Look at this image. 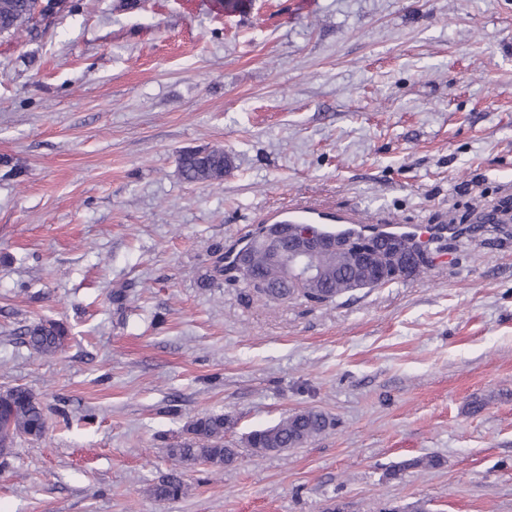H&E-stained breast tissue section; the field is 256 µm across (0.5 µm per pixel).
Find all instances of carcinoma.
I'll list each match as a JSON object with an SVG mask.
<instances>
[{
	"label": "carcinoma",
	"instance_id": "carcinoma-1",
	"mask_svg": "<svg viewBox=\"0 0 512 512\" xmlns=\"http://www.w3.org/2000/svg\"><path fill=\"white\" fill-rule=\"evenodd\" d=\"M33 0H0V35L11 34L32 20ZM180 175L187 182L204 178L205 173L224 169V154L214 151L205 155L185 151L178 157ZM243 251L249 256L253 294L267 301L288 295V289L276 288L281 271L266 264L263 256L250 241ZM325 278L322 283L325 297H310L308 303L328 305L338 299L341 280L346 272L336 264V256L324 257ZM24 343L42 354H54L64 347L67 331L61 324L46 320L21 331ZM0 416L11 424V430L0 432V455L9 452L17 437L38 440L47 429V419L41 404L25 387L14 386L0 391ZM227 420L222 414H210L197 418L188 427L190 437L167 449L168 456L176 463L192 465L198 461L215 467H227L237 462L238 449L224 444ZM332 424L323 412L313 409L294 412L282 418L276 425L254 430L246 438V444L255 455L301 445L325 432ZM151 496L159 501L175 500L184 493V486L175 477L159 480L149 487Z\"/></svg>",
	"mask_w": 512,
	"mask_h": 512
}]
</instances>
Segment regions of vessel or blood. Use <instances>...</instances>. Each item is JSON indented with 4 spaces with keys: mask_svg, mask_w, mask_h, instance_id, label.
<instances>
[{
    "mask_svg": "<svg viewBox=\"0 0 512 512\" xmlns=\"http://www.w3.org/2000/svg\"><path fill=\"white\" fill-rule=\"evenodd\" d=\"M266 224H312L322 231L340 232L347 229H367L372 218L367 213L350 207L336 211L326 207L312 197L288 201L287 204L272 208L262 218ZM380 230L408 235L419 243H428L436 231L425 225L399 224L394 220L380 222Z\"/></svg>",
    "mask_w": 512,
    "mask_h": 512,
    "instance_id": "1",
    "label": "vessel or blood"
}]
</instances>
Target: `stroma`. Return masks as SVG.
Returning <instances> with one entry per match:
<instances>
[{
	"mask_svg": "<svg viewBox=\"0 0 512 512\" xmlns=\"http://www.w3.org/2000/svg\"><path fill=\"white\" fill-rule=\"evenodd\" d=\"M202 147L223 180L181 177ZM505 195L512 0H69L0 36V390L48 421L0 456V512H512L511 236L321 307L214 254L303 196L443 225ZM42 319L61 351L18 337ZM308 408L333 426L247 448ZM212 413L238 461L173 465ZM180 175L187 182L204 178L206 172L216 173L224 169V154L214 151L205 155L185 151L178 157ZM23 343L42 354H54L64 347L67 331L60 323L52 320L39 322L21 331ZM149 492L159 501L175 500L184 493V486L177 478L167 477L152 484L149 487Z\"/></svg>",
	"mask_w": 512,
	"mask_h": 512,
	"instance_id": "35a3bbf8",
	"label": "stroma"
}]
</instances>
